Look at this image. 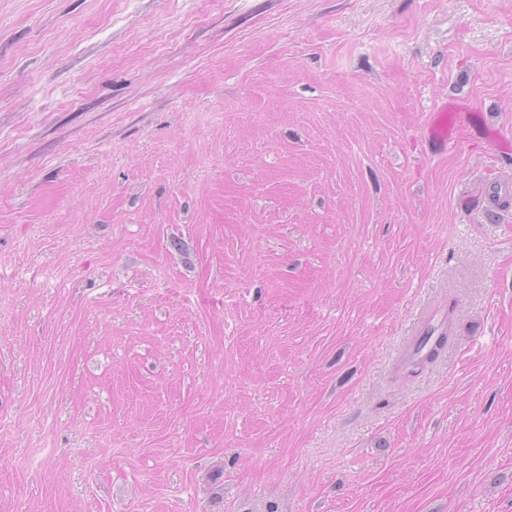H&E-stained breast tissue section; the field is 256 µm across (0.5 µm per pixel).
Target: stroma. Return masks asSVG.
<instances>
[{"label":"stroma","mask_w":512,"mask_h":512,"mask_svg":"<svg viewBox=\"0 0 512 512\" xmlns=\"http://www.w3.org/2000/svg\"><path fill=\"white\" fill-rule=\"evenodd\" d=\"M446 99L512 130V0H0V512H512V152ZM482 118L481 114L469 112L454 100H445L431 113L427 125L428 140L436 145L445 146L448 144L452 128L455 129L461 121L473 123L480 129Z\"/></svg>","instance_id":"1"}]
</instances>
